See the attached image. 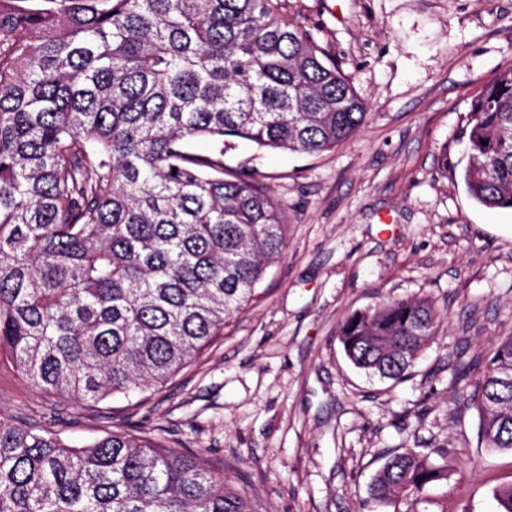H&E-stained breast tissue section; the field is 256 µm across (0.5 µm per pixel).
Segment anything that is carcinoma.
<instances>
[{
	"instance_id": "cac0c4a2",
	"label": "carcinoma",
	"mask_w": 512,
	"mask_h": 512,
	"mask_svg": "<svg viewBox=\"0 0 512 512\" xmlns=\"http://www.w3.org/2000/svg\"><path fill=\"white\" fill-rule=\"evenodd\" d=\"M286 0H0V357L83 402L162 385L224 335L286 243L283 205L224 175V137L315 155L368 104ZM464 184L512 209V69L473 97ZM204 139L205 153L191 144ZM428 301L357 312L348 360L398 379ZM489 447L512 451V336L478 366ZM448 449L390 456L375 512H429ZM0 512H261L197 457L114 432L80 446L0 417Z\"/></svg>"
}]
</instances>
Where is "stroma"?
Returning <instances> with one entry per match:
<instances>
[{"label": "stroma", "mask_w": 512, "mask_h": 512, "mask_svg": "<svg viewBox=\"0 0 512 512\" xmlns=\"http://www.w3.org/2000/svg\"><path fill=\"white\" fill-rule=\"evenodd\" d=\"M288 14L370 105L318 156L235 137L244 170L283 204L288 236L259 297L165 385L81 403L0 360V416L83 443L162 435L223 467L262 512H360L390 451L448 449L445 512H500L512 452L481 445L471 364L512 336V209L468 193V112L512 68V0H288ZM428 300L440 326L405 379L354 367L337 332L354 312Z\"/></svg>", "instance_id": "35a3bbf8"}]
</instances>
